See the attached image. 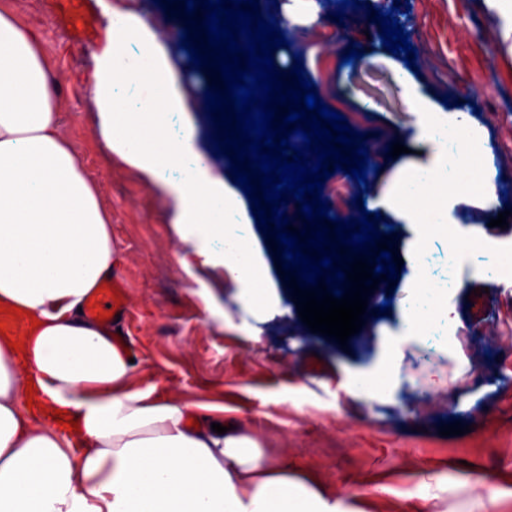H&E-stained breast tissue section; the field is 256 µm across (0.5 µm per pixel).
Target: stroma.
<instances>
[{"mask_svg":"<svg viewBox=\"0 0 512 512\" xmlns=\"http://www.w3.org/2000/svg\"><path fill=\"white\" fill-rule=\"evenodd\" d=\"M401 10H393L394 2ZM21 23L43 45L53 90L62 114L61 133L82 157L101 201L112 211V238L121 251L118 271L126 277L131 308L123 324L135 347L141 384L156 383L187 402H220L233 418L256 423L264 448L289 463L309 468L331 488L357 492L383 477L394 496L415 501L435 497L437 512H512V481L499 504L487 501L470 478L475 470L512 474V391L501 388L512 376V287L490 288L491 309L476 341L466 296L485 283L475 268L512 276V251L474 248L466 262L448 266V243L434 238L425 262L438 287L461 281L456 296L460 323L454 342L441 335L404 349L409 376L393 395L372 403L337 399L343 368L364 369L383 349L375 333L349 338L347 347L312 333L301 321L289 286L294 269L279 273L281 252L272 250L275 228L253 231L274 307L263 317L234 299L237 283L224 267L204 262L192 244L169 224L166 198L131 168L110 156L96 133V116L83 87L102 18L95 0H7ZM319 19L308 28H288L286 56L300 55L320 99L356 131L365 133L369 190L379 189L392 164L386 142L409 119L402 74L392 53L372 39L377 24L365 10L339 21L340 0H317ZM370 8L394 11L416 49L419 84L433 98L447 95L460 106L475 103L478 121L493 147L489 162L499 190L512 199V53L500 21L485 0H368ZM171 0H147L144 12L160 35L180 49L183 17ZM369 8V9H370ZM333 35V43L322 40ZM363 58L343 63L349 45ZM200 148L216 173L228 160L215 156L204 111L206 88H219L220 70H189ZM458 416L472 431L439 436L441 421Z\"/></svg>","mask_w":512,"mask_h":512,"instance_id":"stroma-1","label":"stroma"}]
</instances>
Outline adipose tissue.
Returning <instances> with one entry per match:
<instances>
[{
  "label": "adipose tissue",
  "mask_w": 512,
  "mask_h": 512,
  "mask_svg": "<svg viewBox=\"0 0 512 512\" xmlns=\"http://www.w3.org/2000/svg\"><path fill=\"white\" fill-rule=\"evenodd\" d=\"M83 88L98 133L123 164L171 201L173 231L211 262L241 252L236 298L262 311L273 302L239 186L205 167L192 106L168 43L144 14L112 8ZM411 120L399 155L368 207L404 225L414 303L398 329H377L386 360L339 385L372 399L400 381L403 343L434 321L457 320L450 289H438L420 247L451 232L448 258L502 243L456 229L460 206L505 211L492 171L460 180L492 147L470 112L446 107L406 79ZM38 38L0 0V306L21 309L25 334L0 335V512H366L382 484L343 504L311 472L268 455L252 428L223 434L225 407L188 403L140 385L135 364L80 308L120 260L112 218L71 144ZM34 394H27V386ZM66 411L79 429L33 422L28 404Z\"/></svg>",
  "instance_id": "1"
}]
</instances>
